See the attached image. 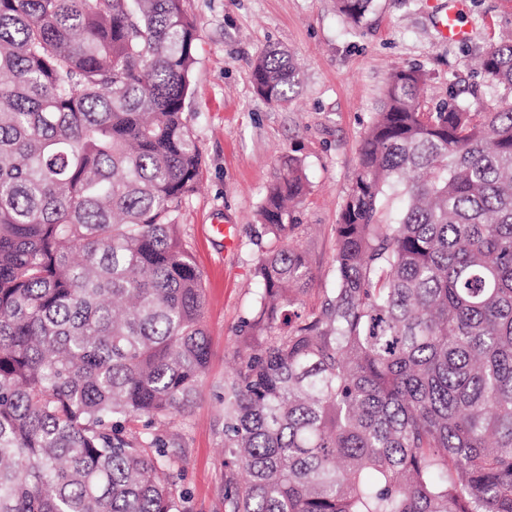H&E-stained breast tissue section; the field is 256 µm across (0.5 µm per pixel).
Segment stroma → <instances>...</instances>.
Segmentation results:
<instances>
[{"instance_id": "stroma-1", "label": "stroma", "mask_w": 512, "mask_h": 512, "mask_svg": "<svg viewBox=\"0 0 512 512\" xmlns=\"http://www.w3.org/2000/svg\"><path fill=\"white\" fill-rule=\"evenodd\" d=\"M448 0H373L361 23L336 0H184L195 21L196 63L185 114L203 153L199 189L184 204L180 235L205 283L204 321L211 361L189 417L175 419L176 452L186 470L188 512H217L224 445L215 432V398L235 355L240 321L253 308L254 269L262 230L258 210L288 159L307 176L295 238L312 281L304 296L317 303L332 287L336 224L361 141L394 68L427 77L426 108L455 97L471 111L496 107L503 91L478 66L482 52L512 33V0H467L468 42L448 41L437 28ZM270 46L289 49L300 84L285 106L256 93L251 68ZM213 224L236 227L237 245L210 237Z\"/></svg>"}]
</instances>
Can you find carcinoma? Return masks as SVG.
Returning a JSON list of instances; mask_svg holds the SVG:
<instances>
[{
	"label": "carcinoma",
	"mask_w": 512,
	"mask_h": 512,
	"mask_svg": "<svg viewBox=\"0 0 512 512\" xmlns=\"http://www.w3.org/2000/svg\"><path fill=\"white\" fill-rule=\"evenodd\" d=\"M195 40L183 0H0V512H185L163 427L210 362L177 224ZM480 66L512 95V39ZM251 80L280 106L300 83L276 49ZM425 82L387 79L313 308L301 164L267 189L223 512H512V103L426 112Z\"/></svg>",
	"instance_id": "cac0c4a2"
}]
</instances>
